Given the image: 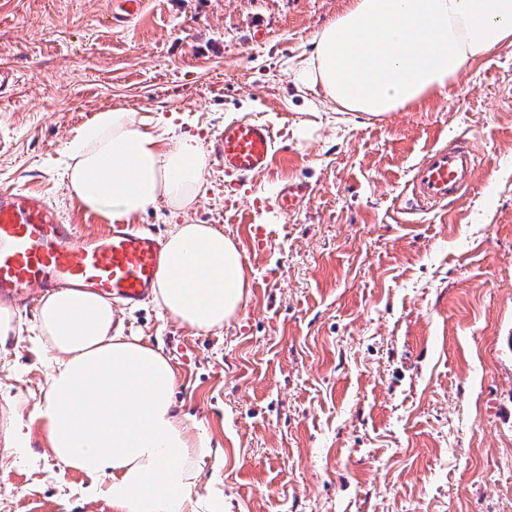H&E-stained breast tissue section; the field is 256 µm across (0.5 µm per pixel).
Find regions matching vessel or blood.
I'll use <instances>...</instances> for the list:
<instances>
[{
  "label": "vessel or blood",
  "instance_id": "obj_1",
  "mask_svg": "<svg viewBox=\"0 0 512 512\" xmlns=\"http://www.w3.org/2000/svg\"><path fill=\"white\" fill-rule=\"evenodd\" d=\"M270 126L250 117L225 125L210 152L225 173L241 177L265 173L274 158ZM479 166L471 140L432 148L416 166L412 193L430 206H444L468 191ZM306 184L292 181L278 190L281 214L299 210ZM163 257L159 236L128 224L107 225L83 238L53 203L23 189L0 191V304L32 302L38 293L85 290L133 309L151 294Z\"/></svg>",
  "mask_w": 512,
  "mask_h": 512
}]
</instances>
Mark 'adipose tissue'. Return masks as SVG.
I'll return each mask as SVG.
<instances>
[{"instance_id":"obj_1","label":"adipose tissue","mask_w":512,"mask_h":512,"mask_svg":"<svg viewBox=\"0 0 512 512\" xmlns=\"http://www.w3.org/2000/svg\"><path fill=\"white\" fill-rule=\"evenodd\" d=\"M311 44L296 86L320 92L335 111L382 118L512 46V0H347ZM65 153L71 194L116 221L161 200L191 210L208 170L196 139L162 138L125 109L98 112ZM163 252L155 307L198 332L236 316L249 280L234 241L209 224H178ZM35 326L47 368L36 411L59 463L96 482L118 512H223L221 491L195 492L210 440L177 412L167 357L124 335L111 303L86 291L46 294Z\"/></svg>"}]
</instances>
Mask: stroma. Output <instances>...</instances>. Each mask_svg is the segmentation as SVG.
<instances>
[{"label": "stroma", "mask_w": 512, "mask_h": 512, "mask_svg": "<svg viewBox=\"0 0 512 512\" xmlns=\"http://www.w3.org/2000/svg\"><path fill=\"white\" fill-rule=\"evenodd\" d=\"M344 0H0V189L54 200L82 236L110 219L67 189L64 145L104 109L208 143L225 123L269 122V170L210 166L186 214L133 217L167 237L210 224L236 240L250 294L223 329L198 333L152 303L119 311L159 348L176 409L222 458L224 512H512V47L443 94L382 119L299 92L292 71ZM465 136L470 190L446 208L409 199L413 170ZM310 195L288 216L279 184ZM268 244L251 252L248 227ZM34 308L0 348V512H115L49 449L35 406L46 383Z\"/></svg>", "instance_id": "35a3bbf8"}]
</instances>
